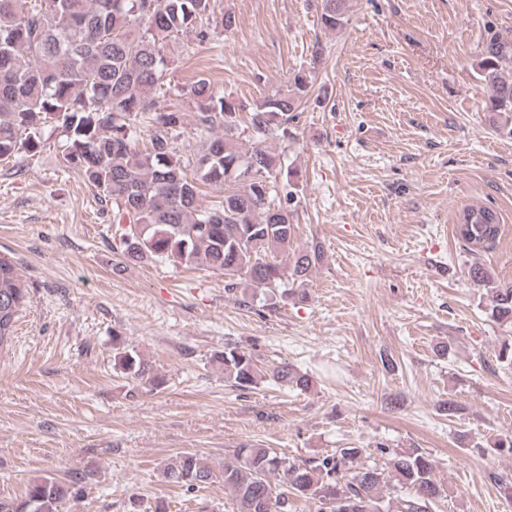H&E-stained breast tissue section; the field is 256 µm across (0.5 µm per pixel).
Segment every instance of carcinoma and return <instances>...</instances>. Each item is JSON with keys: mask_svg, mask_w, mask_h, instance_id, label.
I'll return each mask as SVG.
<instances>
[{"mask_svg": "<svg viewBox=\"0 0 512 512\" xmlns=\"http://www.w3.org/2000/svg\"><path fill=\"white\" fill-rule=\"evenodd\" d=\"M214 11V0H0V158L35 151L46 129L61 131V155L99 198L112 205L120 256L149 258L187 268L202 266L226 277L225 291L241 286L276 289L303 285L322 258L313 243L288 253L295 225L277 202L282 174L279 156L261 143L288 137V122L307 95L311 73L299 71L289 88L252 107L248 129L254 146L237 134L241 104L218 96L205 79L191 100L201 138L189 173L171 145L183 113L151 96L164 85L165 49L197 19ZM344 0H322L320 23L343 26ZM476 73L490 90L488 111L494 131L512 138V39L490 33L477 55ZM152 128L150 146L139 148L143 123ZM204 184L224 185V198L208 209L198 204ZM455 234L472 256L468 276L485 289V308L496 322L512 326V282H498L481 262L502 234L492 208H466ZM27 290L15 265L0 257V350L12 340ZM115 366L128 379L157 388L163 380L140 353L113 337ZM217 361L224 377L241 390L263 379L306 391L312 380L286 364L269 372L252 355L226 346ZM365 449L291 462L270 448L246 445L224 465V487L238 512H289L294 499L312 500L317 512H431L444 490L434 465L418 448L380 449L382 464L362 461ZM283 473V484L271 476ZM168 482L194 488L212 477L197 455L181 454L164 468ZM83 478L68 486L51 477L31 481L19 500H0V512H59Z\"/></svg>", "mask_w": 512, "mask_h": 512, "instance_id": "1", "label": "carcinoma"}]
</instances>
